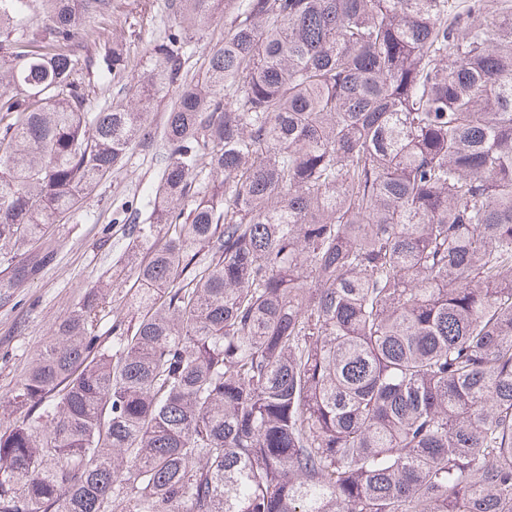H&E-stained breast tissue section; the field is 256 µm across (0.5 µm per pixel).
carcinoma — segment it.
<instances>
[{
  "instance_id": "cac0c4a2",
  "label": "carcinoma",
  "mask_w": 512,
  "mask_h": 512,
  "mask_svg": "<svg viewBox=\"0 0 512 512\" xmlns=\"http://www.w3.org/2000/svg\"><path fill=\"white\" fill-rule=\"evenodd\" d=\"M167 8L157 127L86 109L114 0H0L1 287L167 147L128 304L88 293L0 401V512H512V0ZM224 37V11H219L215 22L212 26L204 33V37L196 45L195 52L190 58L189 68L190 74L202 72L204 66L207 63V57L212 46ZM176 97L174 89H164L156 93L149 103L147 120L154 126L162 125L169 112L171 102Z\"/></svg>"
}]
</instances>
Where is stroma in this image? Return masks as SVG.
Instances as JSON below:
<instances>
[{"instance_id": "stroma-1", "label": "stroma", "mask_w": 512, "mask_h": 512, "mask_svg": "<svg viewBox=\"0 0 512 512\" xmlns=\"http://www.w3.org/2000/svg\"><path fill=\"white\" fill-rule=\"evenodd\" d=\"M164 2L115 0L114 12L100 27L105 41L122 46L127 68L121 83L91 86L90 110L142 83L152 67V43L174 23ZM161 156L158 149L129 153L123 166L85 198L79 212L55 224L54 236L62 243L55 260L17 289L13 302L0 304V398L14 390L52 326L89 291L106 288L112 296L122 295L112 278L113 266L129 244L127 225L148 221L145 201L160 180Z\"/></svg>"}]
</instances>
